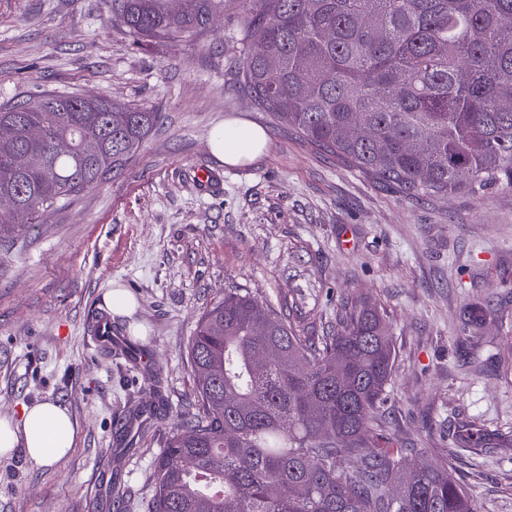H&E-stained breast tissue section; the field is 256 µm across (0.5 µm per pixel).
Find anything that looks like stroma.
<instances>
[{
  "instance_id": "1",
  "label": "stroma",
  "mask_w": 512,
  "mask_h": 512,
  "mask_svg": "<svg viewBox=\"0 0 512 512\" xmlns=\"http://www.w3.org/2000/svg\"><path fill=\"white\" fill-rule=\"evenodd\" d=\"M245 24L233 8L141 49L109 0H0V104L104 95L163 116L120 173L0 247V419L56 401L77 426L52 464L0 456V512H152L161 438L194 405L189 340L228 288L305 336L335 329L343 304L384 309L389 436L413 460L447 458L482 512H512V187L411 198L308 145L242 89ZM229 120L262 128L266 149L217 160ZM115 288L131 315L106 306ZM99 316L120 348L92 342Z\"/></svg>"
}]
</instances>
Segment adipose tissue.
Masks as SVG:
<instances>
[{"label": "adipose tissue", "mask_w": 512, "mask_h": 512, "mask_svg": "<svg viewBox=\"0 0 512 512\" xmlns=\"http://www.w3.org/2000/svg\"><path fill=\"white\" fill-rule=\"evenodd\" d=\"M265 144L264 133L249 126L222 128L209 140L212 154L228 164L253 159ZM76 426L60 404L45 401L27 407L22 420L0 419V453L23 447L31 461L46 465L73 448Z\"/></svg>", "instance_id": "obj_1"}]
</instances>
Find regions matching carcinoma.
<instances>
[{"label": "carcinoma", "mask_w": 512, "mask_h": 512, "mask_svg": "<svg viewBox=\"0 0 512 512\" xmlns=\"http://www.w3.org/2000/svg\"><path fill=\"white\" fill-rule=\"evenodd\" d=\"M230 5L242 84L308 144L407 196L512 187V0H112V24L143 47ZM161 117L106 96L1 104L0 245L118 173ZM395 357L375 307L311 339L224 290L188 345L196 410L163 442L153 512H481L447 462L386 435Z\"/></svg>", "instance_id": "obj_1"}]
</instances>
